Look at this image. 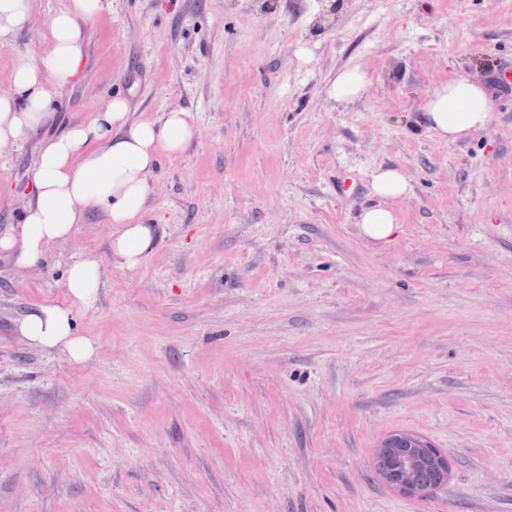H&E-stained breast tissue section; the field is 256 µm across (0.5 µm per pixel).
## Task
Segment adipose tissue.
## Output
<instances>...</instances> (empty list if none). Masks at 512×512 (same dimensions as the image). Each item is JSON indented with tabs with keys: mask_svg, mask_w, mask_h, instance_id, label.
Returning <instances> with one entry per match:
<instances>
[{
	"mask_svg": "<svg viewBox=\"0 0 512 512\" xmlns=\"http://www.w3.org/2000/svg\"><path fill=\"white\" fill-rule=\"evenodd\" d=\"M106 8V0H68L45 35L47 50L38 55L18 53L12 72L14 94L0 95V147H8L38 132L52 116L55 95L77 76L84 58L82 22ZM486 90L466 78L443 83L428 99L421 118L442 138L456 142L481 130L490 121ZM194 135L188 112L175 109L157 120L133 119L128 102L112 99L89 122H78L43 138L33 173V187L9 235L0 237V252L15 255L18 265L33 268L45 261L51 245L69 241L89 211H103L118 225L112 253L120 265L136 268L156 238L146 223L149 179L161 153L183 152ZM410 185L395 168H378L372 192L379 205L363 210V233L388 239L398 229L393 211L383 200L408 194ZM98 265L90 259L73 262L66 287L71 305L44 304L18 324L29 344L57 350L74 362L91 359L94 342L74 333L75 308L91 310L98 296Z\"/></svg>",
	"mask_w": 512,
	"mask_h": 512,
	"instance_id": "adipose-tissue-1",
	"label": "adipose tissue"
}]
</instances>
